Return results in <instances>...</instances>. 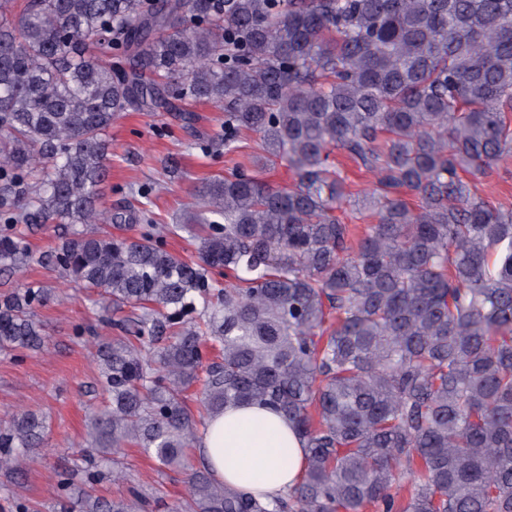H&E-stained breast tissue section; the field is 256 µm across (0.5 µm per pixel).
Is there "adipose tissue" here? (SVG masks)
Listing matches in <instances>:
<instances>
[{"instance_id":"obj_1","label":"adipose tissue","mask_w":512,"mask_h":512,"mask_svg":"<svg viewBox=\"0 0 512 512\" xmlns=\"http://www.w3.org/2000/svg\"><path fill=\"white\" fill-rule=\"evenodd\" d=\"M306 452L287 417L257 403L228 407L210 419L197 444L218 482L264 501L288 497L296 488Z\"/></svg>"}]
</instances>
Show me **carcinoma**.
Here are the masks:
<instances>
[{
  "mask_svg": "<svg viewBox=\"0 0 512 512\" xmlns=\"http://www.w3.org/2000/svg\"><path fill=\"white\" fill-rule=\"evenodd\" d=\"M175 101L223 109L224 153L246 157L252 134L294 182L241 166L207 181L204 208L224 223L193 262L152 233L87 230L46 255L130 310L97 347L112 406L59 475L61 512H148L135 486L99 490L125 481L110 464L128 445L189 472L170 512H512V207L475 184L512 158V0H0V215L152 220L144 205L99 210L106 136L122 113ZM336 149L372 191L352 198ZM345 203L364 223L355 242ZM28 260L0 235V275ZM48 300L31 287L0 300V349L43 344L33 309ZM198 381L196 416L184 393ZM241 403L283 412L306 440L286 501L190 465L198 426ZM46 429L12 415L0 468L35 460Z\"/></svg>",
  "mask_w": 512,
  "mask_h": 512,
  "instance_id": "carcinoma-1",
  "label": "carcinoma"
}]
</instances>
